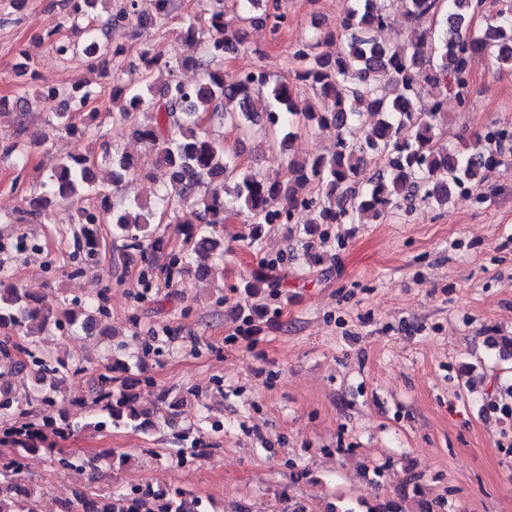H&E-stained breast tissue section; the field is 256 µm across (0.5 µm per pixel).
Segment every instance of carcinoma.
<instances>
[{"label": "carcinoma", "mask_w": 512, "mask_h": 512, "mask_svg": "<svg viewBox=\"0 0 512 512\" xmlns=\"http://www.w3.org/2000/svg\"><path fill=\"white\" fill-rule=\"evenodd\" d=\"M95 0H68L58 30L47 35L49 48L67 58L79 51L92 66L105 69L122 61L125 69L113 76L110 96L120 116L131 122V134L155 152L156 167L164 181L153 207L127 205L112 215L113 235L141 241L155 253L170 257L169 267L180 271L195 269L208 277L224 258V246L215 235L228 214H245L252 230L250 243L263 236L271 224H288L289 234L300 237L305 254L321 261L326 224H366L384 220L394 209L419 203L442 206L454 191L481 184L512 150V127L492 126L464 147L444 151L433 142L447 122L445 101L455 90L465 104L470 85V62L487 55L501 67L512 69V0H498L496 10L486 15L485 24L473 26V17L484 8V0H404L407 19L414 27L406 41L391 46L378 33L385 29L384 0H349L336 26L346 41L333 55L317 51L318 44L298 46L291 58L296 63L295 80L307 86L321 101L317 112L298 111L295 87L284 77L275 78L263 69L233 75L213 64L236 55L248 42L247 27L265 24L274 34L286 24V15L256 13L261 0H233L243 25L232 31L224 24V10L206 18L193 15L185 20L182 37L197 55L183 61L172 60L154 46L129 59L126 49L108 38V28L119 22L146 20L155 26L168 19L174 0H151V14L143 17L139 0H121L106 22L97 24L89 13ZM190 64L203 71V80L187 86L177 78L180 67ZM166 75L157 88L155 74ZM264 92L268 125L254 127L258 115L252 111L251 93ZM44 100L62 99L67 108L54 113L55 128L70 135L81 133L75 117L81 112H97L91 106L96 92L81 85L57 88L51 94L38 92ZM151 111V119L137 121V114ZM246 137L266 136L277 130L284 138L295 127L317 126L336 129V146L328 154L288 162V178L257 175L240 167L238 154L224 148L212 137L205 123L216 114ZM23 128L0 138V158H18L27 152ZM112 158V181H122L136 173L134 161L119 148L104 150ZM382 162L373 180L363 190L358 187L361 168L368 159ZM95 163L82 153L63 160L44 184L37 198L24 199L17 222L35 224L57 198L100 197L95 188ZM317 188V197H306L301 189ZM195 206L196 224L180 214L187 203ZM307 211L309 220L298 225V215ZM79 246L89 258L102 248L99 216L77 209ZM176 225L185 247L171 250L170 239L158 232L155 223ZM62 315L76 331L86 330L89 315L83 309L66 308ZM52 323L57 315L20 288L0 290V325L11 326L22 338L32 337ZM49 387L37 389L41 401L51 400L55 383L65 380L66 365L50 366ZM129 363L108 359L102 375L107 399L101 419L88 423L68 422L37 425L12 421L23 414L28 400L6 397L0 400V512H40V497L22 479L28 456L48 451V435L59 438L73 431L123 424L135 431L151 425V413L139 408L125 394L112 396V370H126ZM197 500H188L177 491L160 490L127 493L82 494L60 501V512H200Z\"/></svg>", "instance_id": "cac0c4a2"}]
</instances>
